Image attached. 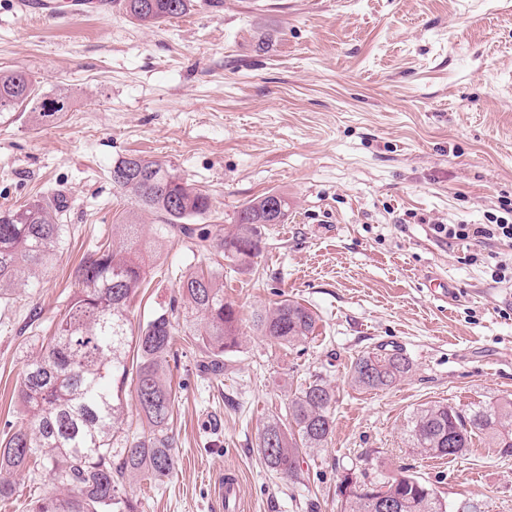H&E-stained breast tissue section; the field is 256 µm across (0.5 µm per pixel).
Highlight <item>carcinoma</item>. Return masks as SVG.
Instances as JSON below:
<instances>
[{
	"instance_id": "cac0c4a2",
	"label": "carcinoma",
	"mask_w": 512,
	"mask_h": 512,
	"mask_svg": "<svg viewBox=\"0 0 512 512\" xmlns=\"http://www.w3.org/2000/svg\"><path fill=\"white\" fill-rule=\"evenodd\" d=\"M194 0H122L126 15L143 28L180 18ZM19 109L53 123L67 110L63 96H42L29 75L0 70V117ZM112 182L131 199L135 210L118 217L119 242L88 252L74 271L78 288L52 336L43 340L38 356L27 361L16 389L24 417L0 431V498L14 493L1 473L25 471L32 480L47 472L55 492L34 490L29 512H139L129 497L130 480L150 474L165 477L174 468L169 422L175 394L165 370L173 356L175 327L166 310L154 312L132 332L129 306L145 281L143 254L177 230L197 236L206 250L214 242L224 256L249 265L261 253L262 229L288 218V197L268 192L244 203L234 218L236 231L196 229L193 218L214 212L210 195L188 184L170 165L131 155L112 166ZM67 202L37 199L0 213V299L19 286L32 287L53 263L64 225L57 218ZM157 216L152 238L142 234L141 214ZM179 295L197 322L189 336L203 355L200 368L219 376L224 353L239 345L240 318L224 300V268L190 271L180 280ZM319 317L307 306L282 300L253 317L254 328L279 345L295 346L314 335ZM136 361L129 362V353ZM411 370L399 349L381 348L356 358L350 378L359 389L395 385ZM134 396L137 415L148 430L130 441L122 436L127 395ZM334 390L316 378L294 393L287 416L290 425L267 423L259 437L265 464L271 470L300 478L302 455L323 447L331 438ZM493 448L512 453V399L479 405L464 415L446 404L416 412L408 426L411 447L433 457L457 458L471 448L476 433ZM340 512H381L378 501L390 499L397 512H448V504L419 477L399 472L371 475L363 469L338 486Z\"/></svg>"
}]
</instances>
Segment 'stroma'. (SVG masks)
<instances>
[{
	"label": "stroma",
	"mask_w": 512,
	"mask_h": 512,
	"mask_svg": "<svg viewBox=\"0 0 512 512\" xmlns=\"http://www.w3.org/2000/svg\"><path fill=\"white\" fill-rule=\"evenodd\" d=\"M1 68L67 97L68 110L49 126L29 112L0 119V209L60 195L68 209L53 267L0 303V426L21 418L15 387L75 291V267L130 208L113 163L140 153L209 193L226 233L248 200L290 202L252 265L177 232L146 259L133 322L172 305L181 273L219 262L242 335L211 379L176 334V465L131 482L144 512H221L226 472L245 512H339L342 474L368 457L425 480L448 512H512V454L479 435L465 456L436 458L406 436L427 405L512 398V281L491 277L512 244H448L429 230L483 224L512 204V0H195L152 29L119 0L68 21L0 0ZM435 278L453 299L431 291ZM283 299L318 315L314 339L288 348L253 330V315ZM382 346L402 349L410 372L389 389L353 386L352 361ZM318 377L336 392L335 429L304 455L297 483L267 468L259 434L284 418L290 385Z\"/></svg>",
	"instance_id": "35a3bbf8"
}]
</instances>
